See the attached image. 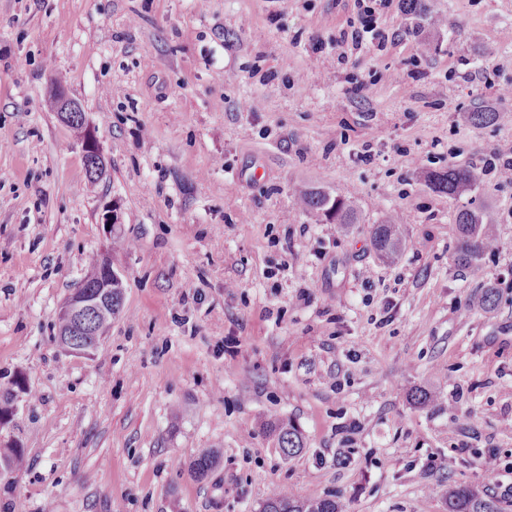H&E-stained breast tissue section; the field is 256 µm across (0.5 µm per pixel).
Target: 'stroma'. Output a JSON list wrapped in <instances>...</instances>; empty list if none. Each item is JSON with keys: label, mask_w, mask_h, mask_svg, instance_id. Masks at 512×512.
<instances>
[{"label": "stroma", "mask_w": 512, "mask_h": 512, "mask_svg": "<svg viewBox=\"0 0 512 512\" xmlns=\"http://www.w3.org/2000/svg\"><path fill=\"white\" fill-rule=\"evenodd\" d=\"M425 2L390 0L380 51L336 44L355 0H0V390L23 386L0 448L27 456L0 512H261L276 488L446 512L452 481L512 501V184L482 169L512 160V121L457 120L512 113V0ZM450 165L476 173L455 197L427 178ZM306 190L356 222L298 209ZM463 206L500 238L466 267ZM393 211L388 261L370 229ZM93 260L122 304L75 354L57 313ZM272 433L277 441L278 448L290 457L298 453L304 446V441L298 429L289 423H278L272 426Z\"/></svg>", "instance_id": "35a3bbf8"}]
</instances>
